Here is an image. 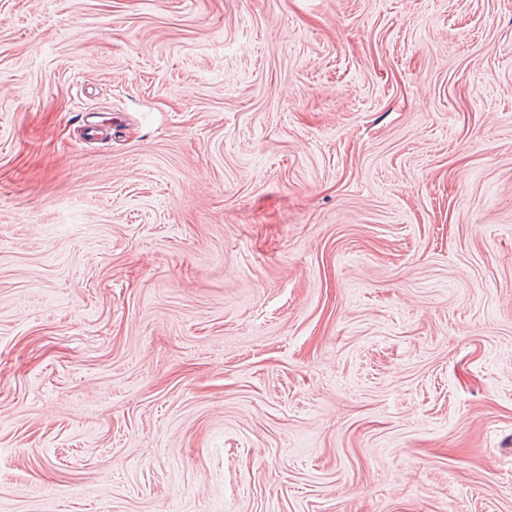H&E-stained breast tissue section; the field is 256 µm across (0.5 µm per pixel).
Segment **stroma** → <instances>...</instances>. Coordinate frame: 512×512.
I'll use <instances>...</instances> for the list:
<instances>
[{"instance_id":"stroma-1","label":"stroma","mask_w":512,"mask_h":512,"mask_svg":"<svg viewBox=\"0 0 512 512\" xmlns=\"http://www.w3.org/2000/svg\"><path fill=\"white\" fill-rule=\"evenodd\" d=\"M0 512H512V0H0Z\"/></svg>"}]
</instances>
